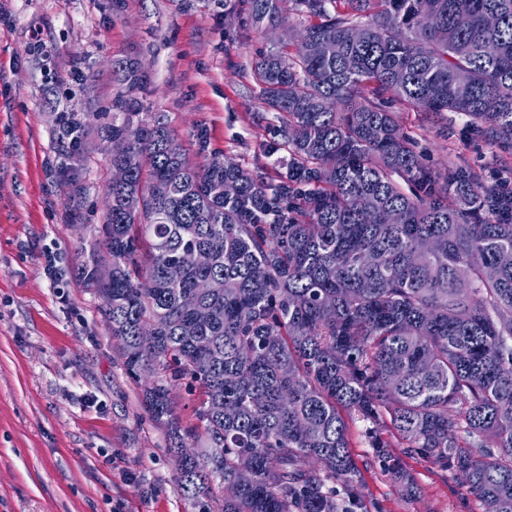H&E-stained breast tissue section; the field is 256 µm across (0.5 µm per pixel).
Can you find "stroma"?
Wrapping results in <instances>:
<instances>
[{"label": "stroma", "instance_id": "stroma-1", "mask_svg": "<svg viewBox=\"0 0 512 512\" xmlns=\"http://www.w3.org/2000/svg\"><path fill=\"white\" fill-rule=\"evenodd\" d=\"M40 28L51 57L28 52ZM268 46L244 19L225 21L212 0H0V512H199L175 479L164 428L151 420L123 367L100 310L79 273L80 251L102 234L112 170L99 127L119 85L118 60L141 63L134 96L165 113L189 159L194 134L243 168L271 165L274 120L258 97L255 62ZM80 64L79 79L70 68ZM399 112L432 164L461 158L480 180L499 176L512 147L493 146L456 118L447 136ZM95 114L72 159L56 135L61 111ZM84 187L71 196L72 181ZM78 224H70L71 214ZM69 271L54 287L45 252ZM350 426L366 512H482L451 472L413 456L420 489L402 495Z\"/></svg>", "mask_w": 512, "mask_h": 512}]
</instances>
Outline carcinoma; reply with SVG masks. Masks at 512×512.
I'll list each match as a JSON object with an SVG mask.
<instances>
[{
  "label": "carcinoma",
  "instance_id": "carcinoma-1",
  "mask_svg": "<svg viewBox=\"0 0 512 512\" xmlns=\"http://www.w3.org/2000/svg\"><path fill=\"white\" fill-rule=\"evenodd\" d=\"M217 2L265 33L299 19L254 69L279 169L210 154L201 132L190 162L165 114L140 112L141 65L115 62L125 91L100 131L125 178L80 267L126 374L160 376L142 405L178 489L202 512H361L356 420L406 495L418 455L483 512H512V172L438 170L387 110L463 115L512 146V0ZM90 119L69 113L62 155ZM170 380L198 392L201 428L175 414ZM216 481L232 493L214 511Z\"/></svg>",
  "mask_w": 512,
  "mask_h": 512
}]
</instances>
